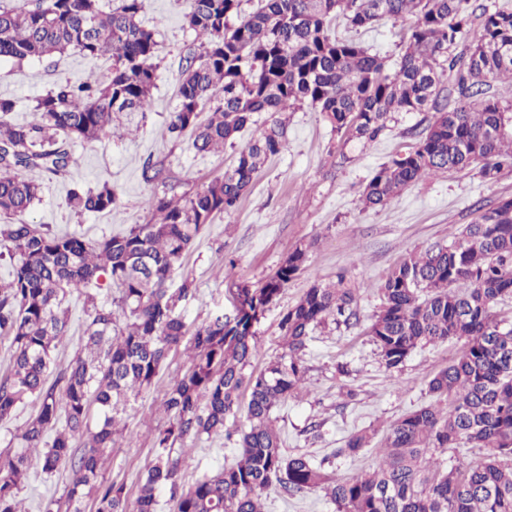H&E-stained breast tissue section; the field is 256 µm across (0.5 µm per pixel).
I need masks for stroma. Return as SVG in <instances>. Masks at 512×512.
I'll list each match as a JSON object with an SVG mask.
<instances>
[{"label":"stroma","instance_id":"obj_1","mask_svg":"<svg viewBox=\"0 0 512 512\" xmlns=\"http://www.w3.org/2000/svg\"><path fill=\"white\" fill-rule=\"evenodd\" d=\"M188 8V0H144L139 19L154 30L159 43L150 111L120 113L112 137L74 143L78 163L70 176L43 179L39 201L21 215V222L42 224L55 233L108 237L146 223L153 196L192 193L233 163L232 147L199 153L189 138L175 139L167 131L177 106L183 59L200 45L185 23ZM413 23L410 17L384 18L353 34L339 18L332 21L330 32L356 36L371 52L393 63L401 52L402 34ZM110 65L109 59H93L74 48L23 63L1 59L0 98L15 102L11 122H32L35 97L66 80H104ZM285 118L286 150L266 165L235 211L205 226L185 260L181 272L190 275L197 291L180 310L191 326L219 312L233 314L237 288L257 287L292 249L308 246V269L289 283L258 327L261 351L253 367L260 370L282 351L279 323L288 307L314 280L332 283L344 276L356 290L359 324L329 323L314 330L305 351L308 372L302 391L276 407L272 418L284 453H303L326 472L352 475L378 464L381 441L393 422L433 402L429 380L462 350L456 340L428 345L415 350L401 368L386 370L366 334L381 304L378 283L408 253L447 243L474 220L476 204L512 198V171L493 180L475 170L423 178L385 207L369 208L361 199L365 184L391 154L412 142L413 130L425 127L430 113L396 114L389 130L366 147L355 141L341 144L310 105L288 110ZM149 164L162 169V179L146 180ZM105 184L118 194L111 212L79 213L67 206L71 188ZM188 363L183 350L172 351L154 385L131 403L124 416L138 438L131 443L117 440L101 475L125 484L129 499H136L140 479L153 458L151 433L165 419L160 406L168 384ZM340 363L347 364L348 375L337 373ZM357 432L369 436L368 447L354 457L337 455V448ZM236 455L237 443L232 439L193 441L181 470L183 485L231 464ZM69 476L65 469L43 473L39 463H32L29 483L21 492L25 512H41L42 500L63 494ZM263 503L264 512H336L321 490L291 497L272 489L264 493Z\"/></svg>","mask_w":512,"mask_h":512}]
</instances>
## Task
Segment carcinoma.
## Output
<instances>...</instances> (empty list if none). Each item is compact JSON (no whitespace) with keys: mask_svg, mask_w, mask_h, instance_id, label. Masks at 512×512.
I'll list each match as a JSON object with an SVG mask.
<instances>
[{"mask_svg":"<svg viewBox=\"0 0 512 512\" xmlns=\"http://www.w3.org/2000/svg\"><path fill=\"white\" fill-rule=\"evenodd\" d=\"M241 0H190L185 20L204 39L188 54L178 106L168 131L187 133L198 153L224 150L254 114L269 124L237 149L224 173L188 197L155 196L152 218L129 230L84 239L34 224H1L12 271L0 281V337L8 340V373L0 378V423L21 405L34 413L0 452V512H21L29 453L42 470L68 468L72 479L43 512H126L122 483L99 478V462L130 402L154 384L170 352L189 338L190 365L170 381L166 420L152 434L154 458L138 487L136 512H158L169 489L174 512H263L262 494L289 496L322 489L337 512H512V316L496 305L512 299V198L465 225L454 240L410 253L378 284L379 311L366 328L388 370L417 349L450 339L461 354L428 383L436 402L410 412L387 430L376 467L333 476L302 453L285 455L272 411L297 394L307 367L309 336L331 320L356 325L354 289L314 281L280 325L286 343L265 369L248 372L260 350L256 326L286 285L309 262L299 246L260 286L238 289L235 312L190 327L179 303L194 280L174 284L176 268L204 226L235 209L265 164L287 147L280 114L309 104L343 143H374L396 112H431L416 142L383 163L366 184L369 207L385 206L423 177L474 168L486 179L512 170V104L491 94L490 80L512 82V10L479 0H261L241 16ZM142 0H35L31 8L0 10V57L18 62L76 48L109 57L103 82L65 81L34 99L39 119L0 121V215L25 214L39 200L40 175L64 176L75 166L72 144L112 136L119 112H146L156 81L158 42L139 15ZM416 22L396 67L360 43L330 34L341 16L358 31L381 17ZM208 112L201 118L202 112ZM108 185L70 189L80 213L112 212ZM115 289L112 304L91 289ZM85 296L86 340L64 369L52 374V354L69 331L67 295ZM248 396L245 422L237 421ZM238 436L234 464L182 488L188 439ZM367 436L351 435L340 455L356 456ZM478 448L444 472L434 452Z\"/></svg>","mask_w":512,"mask_h":512,"instance_id":"obj_1","label":"carcinoma"}]
</instances>
